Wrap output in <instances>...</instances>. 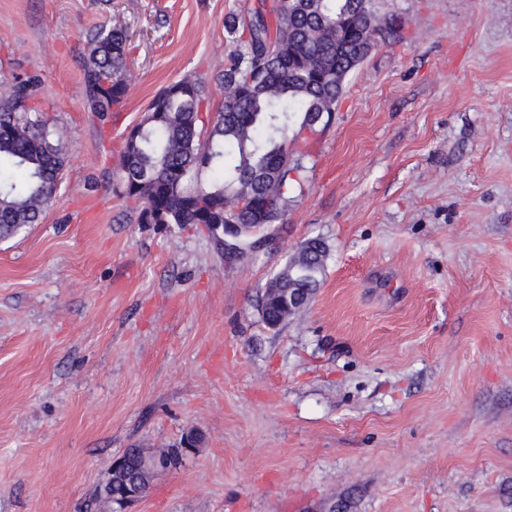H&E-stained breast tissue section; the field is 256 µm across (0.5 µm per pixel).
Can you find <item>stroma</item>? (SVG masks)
I'll use <instances>...</instances> for the list:
<instances>
[{"label": "stroma", "mask_w": 512, "mask_h": 512, "mask_svg": "<svg viewBox=\"0 0 512 512\" xmlns=\"http://www.w3.org/2000/svg\"><path fill=\"white\" fill-rule=\"evenodd\" d=\"M260 0H0V83L40 82L66 163L41 223L0 241V512H110L125 448L203 443L122 512H512V0H383L404 38L347 77L267 246L114 195L128 131L240 49ZM126 26L116 112L82 91L84 35ZM328 245L310 304L267 281ZM327 255L328 247L323 238L312 237L302 242L296 253L292 257L287 258L283 268L288 264V270L290 268H295V270L293 272V277L289 279L288 276V281L283 283L282 288L305 289L309 296L308 301L306 303H302L292 311H288V302H294L296 304L299 300L296 293L288 294V302H286L277 297L268 295L264 291L259 303V312L264 323L266 314L270 316H277L280 314L282 323H284L290 317L296 315L306 307L310 299L320 287L325 273ZM303 268H308L313 271L312 275L299 274V270H302ZM280 271H278L272 278H274Z\"/></svg>", "instance_id": "obj_1"}]
</instances>
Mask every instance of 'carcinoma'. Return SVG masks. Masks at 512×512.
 I'll return each mask as SVG.
<instances>
[{"mask_svg":"<svg viewBox=\"0 0 512 512\" xmlns=\"http://www.w3.org/2000/svg\"><path fill=\"white\" fill-rule=\"evenodd\" d=\"M399 37L396 21L377 0H270L246 25L242 49L219 83L224 104L211 124L204 79L191 76L161 89L143 120V140L125 139L115 193L138 204L140 224H207L219 251L216 224H279L302 189L311 157L295 148L326 129L348 75L369 55L373 40ZM127 32L116 22L87 33L84 96L89 111L106 113L128 88ZM39 92L34 77H16L0 90V240L41 221L58 188L53 167L65 166L62 135L32 118ZM208 171L210 178L198 177ZM240 205L225 212L224 203ZM328 247L321 237L300 244L286 264L285 288L313 296L322 282ZM306 304L263 294L260 315L287 321Z\"/></svg>","mask_w":512,"mask_h":512,"instance_id":"cac0c4a2","label":"carcinoma"}]
</instances>
